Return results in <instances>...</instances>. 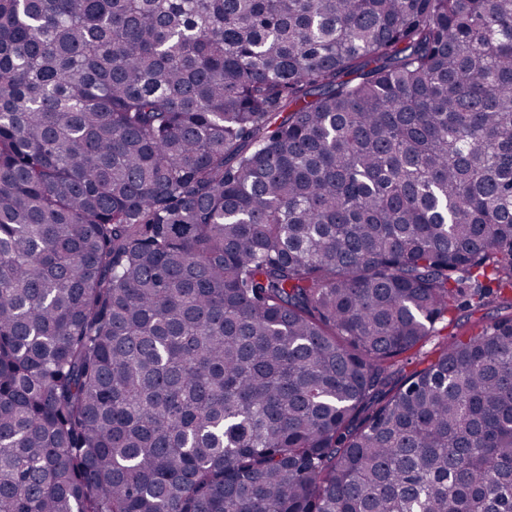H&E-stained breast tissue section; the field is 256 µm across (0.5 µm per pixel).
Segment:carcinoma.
Instances as JSON below:
<instances>
[{
	"mask_svg": "<svg viewBox=\"0 0 512 512\" xmlns=\"http://www.w3.org/2000/svg\"><path fill=\"white\" fill-rule=\"evenodd\" d=\"M488 306L512 0H0V512H512Z\"/></svg>",
	"mask_w": 512,
	"mask_h": 512,
	"instance_id": "cac0c4a2",
	"label": "carcinoma"
}]
</instances>
